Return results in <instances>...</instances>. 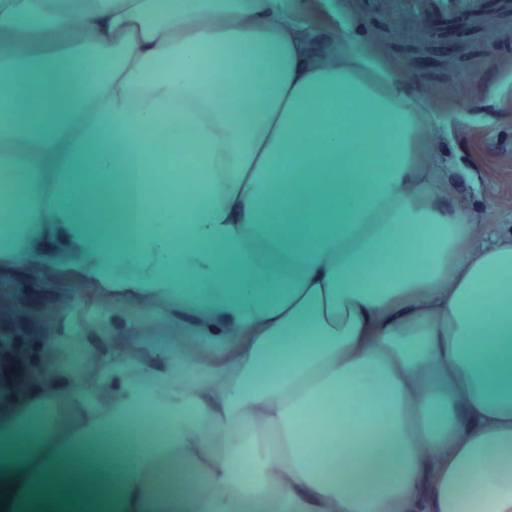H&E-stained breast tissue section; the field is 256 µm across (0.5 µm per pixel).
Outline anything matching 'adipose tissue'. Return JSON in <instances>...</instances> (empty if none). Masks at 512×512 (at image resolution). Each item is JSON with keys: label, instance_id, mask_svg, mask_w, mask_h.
Masks as SVG:
<instances>
[{"label": "adipose tissue", "instance_id": "obj_1", "mask_svg": "<svg viewBox=\"0 0 512 512\" xmlns=\"http://www.w3.org/2000/svg\"><path fill=\"white\" fill-rule=\"evenodd\" d=\"M179 2L0 0V272L112 306L0 410V512H512V233L441 200L430 107L299 0ZM148 307L202 350H101Z\"/></svg>", "mask_w": 512, "mask_h": 512}]
</instances>
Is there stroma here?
<instances>
[{
  "instance_id": "1",
  "label": "stroma",
  "mask_w": 512,
  "mask_h": 512,
  "mask_svg": "<svg viewBox=\"0 0 512 512\" xmlns=\"http://www.w3.org/2000/svg\"><path fill=\"white\" fill-rule=\"evenodd\" d=\"M308 22L353 35L380 68H402L411 93L433 111V129L422 144L441 167L449 208L468 211L480 234L512 231V8L504 7L493 27L468 18V42L458 51L421 31L404 34L382 0H304ZM24 295L40 302L48 325L33 324L31 352L46 360L45 336L86 330L111 316L94 287L75 269L28 262L0 274V299ZM179 322L145 312L139 341L155 360H164Z\"/></svg>"
}]
</instances>
